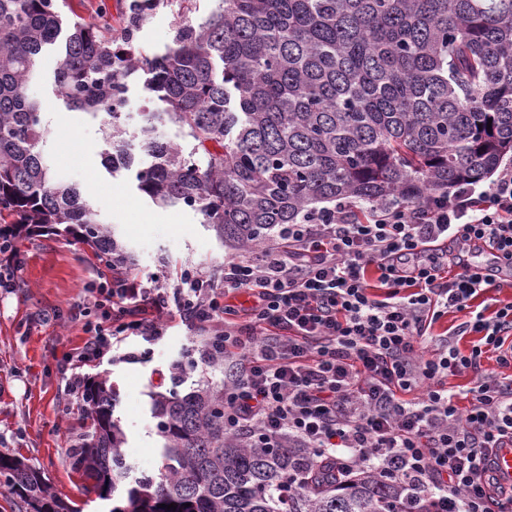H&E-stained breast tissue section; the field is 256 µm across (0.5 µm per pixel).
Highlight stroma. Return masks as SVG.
I'll use <instances>...</instances> for the list:
<instances>
[{
  "label": "stroma",
  "mask_w": 512,
  "mask_h": 512,
  "mask_svg": "<svg viewBox=\"0 0 512 512\" xmlns=\"http://www.w3.org/2000/svg\"><path fill=\"white\" fill-rule=\"evenodd\" d=\"M181 11L171 0L146 19L135 41L142 58H152L170 44ZM60 64L57 50H47L27 87L28 96L42 103L51 130L43 154L54 180L75 185L82 201L113 226L133 256V273H172L194 263L223 267L234 252L221 246L198 211L154 203L138 190L132 172L107 171L103 159L109 145L101 120L68 110L55 94ZM148 78L144 71L129 78L122 116L126 138L136 158L146 164L151 158L140 147L142 115L163 107L157 93L147 89ZM20 247L24 262L17 286L0 296V453L23 458L41 471L73 512H110L111 502L86 492L70 467L67 439L85 411L83 403H65L59 367L63 355L86 337L84 322L72 318V308L88 284L109 272L87 245L71 237H34ZM51 311L59 312L60 321H39V314ZM193 346V332L175 314L167 335L152 346L127 339L126 349L147 350L145 359L83 369L87 376L106 379L116 392L114 415L126 433L123 451L130 477L159 474L160 439L150 412L151 394L172 389L184 394L198 383L223 379L222 372L191 366Z\"/></svg>",
  "instance_id": "stroma-1"
}]
</instances>
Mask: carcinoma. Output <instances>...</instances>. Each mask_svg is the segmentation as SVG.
I'll return each mask as SVG.
<instances>
[{"label": "carcinoma", "instance_id": "cac0c4a2", "mask_svg": "<svg viewBox=\"0 0 512 512\" xmlns=\"http://www.w3.org/2000/svg\"><path fill=\"white\" fill-rule=\"evenodd\" d=\"M164 0H130L112 30L73 20L68 0H0V222L51 224L86 242L107 267L131 268L112 225L77 189L53 181L41 149L49 129L26 94L41 54L62 53L57 95L103 116L114 153L106 168L135 172L137 188L167 206L198 209L221 244L248 248L317 204L424 203L477 183L512 154V0H217L197 25L180 21L163 53L143 62L140 23ZM143 69L166 103L143 113L136 164L124 144L125 78ZM174 123L193 150L156 140ZM84 445L71 466L110 512H406L414 495L372 466L286 490L313 467L304 448H246L224 434V386L156 395V480L127 478L116 394L90 381ZM0 480L25 512H72L40 471L0 454ZM176 505L167 510L163 505Z\"/></svg>", "mask_w": 512, "mask_h": 512}]
</instances>
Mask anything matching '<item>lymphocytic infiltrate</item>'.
Wrapping results in <instances>:
<instances>
[{"label":"lymphocytic infiltrate","instance_id":"lymphocytic-infiltrate-1","mask_svg":"<svg viewBox=\"0 0 512 512\" xmlns=\"http://www.w3.org/2000/svg\"><path fill=\"white\" fill-rule=\"evenodd\" d=\"M19 224L0 236V293L22 267ZM459 252L486 245L512 272V163L484 189L465 184L422 205L388 202L359 218L354 202L285 225L225 260L149 278L113 268L85 288L83 346L63 357V393L84 400L82 369L129 337L165 336L179 312L201 335L202 365L224 364V431L249 444L288 440L343 475L379 464L421 495V512H512L493 451L512 444V301L473 308L495 287ZM245 293L251 304H234ZM469 311L449 336L429 334L448 312ZM494 353L495 368L484 366ZM472 373L467 406L445 382Z\"/></svg>","mask_w":512,"mask_h":512}]
</instances>
